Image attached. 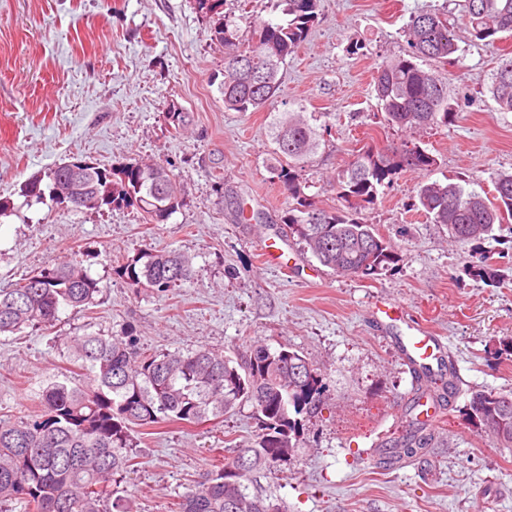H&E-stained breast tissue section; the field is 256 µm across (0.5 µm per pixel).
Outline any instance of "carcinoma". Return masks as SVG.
Masks as SVG:
<instances>
[{
    "label": "carcinoma",
    "mask_w": 512,
    "mask_h": 512,
    "mask_svg": "<svg viewBox=\"0 0 512 512\" xmlns=\"http://www.w3.org/2000/svg\"><path fill=\"white\" fill-rule=\"evenodd\" d=\"M285 18L263 20L245 37L236 18L224 13V0H195L210 22L211 40L224 46V110L257 112L282 93V73L303 43L320 12V0H275ZM472 36L492 44L512 36V0H462ZM408 50L377 67L373 85L384 122L401 130L448 127L458 112L448 83L423 67L425 62L449 63L458 52L455 26L436 9L410 13L403 26ZM488 92L503 112H512V58L494 71ZM167 126L180 133L189 115L172 102ZM317 116L303 110L283 112L270 122L278 165L273 175L294 203L282 223L288 236L322 266L338 275L376 278L400 261L396 247L372 224L359 217L377 201L379 188L406 171H430L438 158L415 142L395 154L361 149L336 174L340 207L316 206L299 173L320 146ZM66 164L48 169L47 189L36 178L21 193L37 201L62 195ZM494 195L483 196L458 182H423L417 186L418 208L448 237L481 240L503 215H512V171L493 177ZM77 193L84 210L134 207L147 223L160 224L182 204L179 184L160 163H135L119 168L89 165ZM119 274L137 285L166 293L188 281L192 258L174 250H150L120 266ZM470 275L495 283L497 269L489 258L470 268ZM101 292L82 261L44 268L0 289V335L25 328L48 327L60 310H87ZM69 358L82 370L83 383L53 381L40 394V411L0 421V512L9 504L21 512H131L126 474L134 470L132 432L164 423L196 424L218 419L250 403L261 422V433L243 448L248 466L238 458L203 473L186 492L178 512H283L270 496L252 493L249 481L262 468L292 460V439L300 415L317 409L326 387L321 373L307 359L284 347L285 353L252 345L233 359L224 351L200 345L191 350L145 354L128 333L105 336L86 333L66 342ZM450 384H422L409 413V430L391 449L393 458L417 459L432 440L418 413L421 400L444 399ZM469 421L502 448L512 447V390H474L468 402Z\"/></svg>",
    "instance_id": "obj_1"
}]
</instances>
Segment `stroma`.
<instances>
[{
  "instance_id": "stroma-1",
  "label": "stroma",
  "mask_w": 512,
  "mask_h": 512,
  "mask_svg": "<svg viewBox=\"0 0 512 512\" xmlns=\"http://www.w3.org/2000/svg\"><path fill=\"white\" fill-rule=\"evenodd\" d=\"M445 8L457 32L455 62L439 67L459 114L422 133L438 156L430 171L381 187L364 222L398 249L399 262L374 279L339 277L286 237L292 202L273 179V115L299 108L325 122L305 169L320 206H337L333 179L360 149L402 147L410 133L385 126L372 74L407 50L411 11ZM512 38L473 40L460 0H321L317 24L288 61L283 92L257 112H228L219 92L224 49L194 0H0V288L74 258L102 287L89 311L61 310L53 326L0 336V419L35 414L45 383L81 371L65 342L85 333L132 330L150 353L208 345L243 353L250 340L288 346L323 377L328 401L299 415L290 465L256 475L255 489L288 512H512V448H501L467 416L475 390L512 389V218L481 241L452 242L412 209L418 183L465 181L492 192L512 168V112L487 86ZM175 102L190 115L171 136L163 114ZM102 167L164 164L183 203L161 224L132 208L75 211L22 195L24 184L68 161ZM279 237L284 252L262 264L259 244ZM148 249L191 257L193 278L158 294L121 278L118 267ZM493 258L497 284L469 276ZM403 306L397 334L372 318L377 302ZM438 338L434 374L453 373L437 405L429 452L407 465L381 449L405 432L414 373L402 355L408 326ZM260 431L251 404L199 424L139 428L138 465L127 478L133 512H172L212 463L231 459Z\"/></svg>"
}]
</instances>
